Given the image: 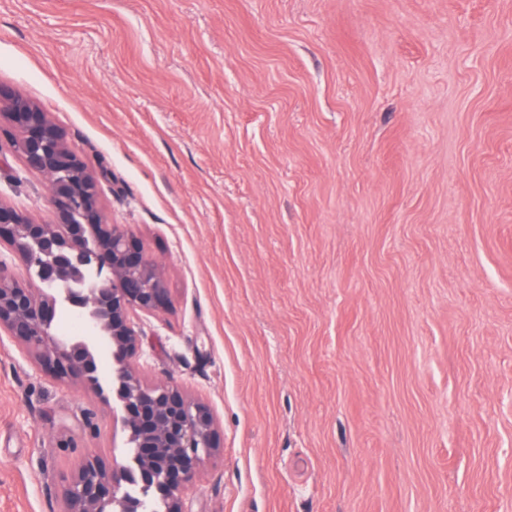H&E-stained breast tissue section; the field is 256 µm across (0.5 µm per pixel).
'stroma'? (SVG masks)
Listing matches in <instances>:
<instances>
[{
  "instance_id": "35a3bbf8",
  "label": "stroma",
  "mask_w": 512,
  "mask_h": 512,
  "mask_svg": "<svg viewBox=\"0 0 512 512\" xmlns=\"http://www.w3.org/2000/svg\"><path fill=\"white\" fill-rule=\"evenodd\" d=\"M0 85L163 269L137 371L222 448L187 512H512V0H0ZM0 201L52 219L18 156ZM122 416L0 334V512Z\"/></svg>"
}]
</instances>
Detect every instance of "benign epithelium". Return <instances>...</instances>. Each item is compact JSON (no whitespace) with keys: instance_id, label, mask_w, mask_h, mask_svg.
<instances>
[{"instance_id":"benign-epithelium-1","label":"benign epithelium","mask_w":512,"mask_h":512,"mask_svg":"<svg viewBox=\"0 0 512 512\" xmlns=\"http://www.w3.org/2000/svg\"><path fill=\"white\" fill-rule=\"evenodd\" d=\"M0 166L19 156L39 174L51 222H37L0 201V251L18 256L41 284L32 288L0 260V332L60 380L98 383L100 357L111 360L128 431V459L88 458L62 478L64 512H184L183 494L201 465L220 452L210 407L169 383L145 386L134 367L139 333L133 316L161 314L171 303L159 265L144 243L108 223L100 187L67 133L41 105L0 85ZM67 314L82 324L75 340L56 329Z\"/></svg>"}]
</instances>
